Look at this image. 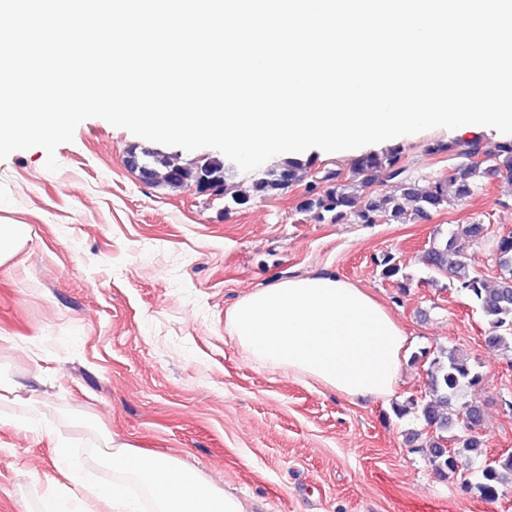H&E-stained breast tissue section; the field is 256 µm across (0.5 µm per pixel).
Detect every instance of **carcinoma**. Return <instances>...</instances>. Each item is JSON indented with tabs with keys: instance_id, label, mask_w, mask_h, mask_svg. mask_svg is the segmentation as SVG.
<instances>
[{
	"instance_id": "obj_1",
	"label": "carcinoma",
	"mask_w": 512,
	"mask_h": 512,
	"mask_svg": "<svg viewBox=\"0 0 512 512\" xmlns=\"http://www.w3.org/2000/svg\"><path fill=\"white\" fill-rule=\"evenodd\" d=\"M426 151L431 155L448 153L462 161L451 165L448 172L429 187L419 188L407 173L403 151L399 146L381 152L362 153L352 159L350 175L342 171L320 168L312 159L285 157L272 167L260 169L250 178L251 193H236L229 188L224 160L211 156L203 162L179 163L170 157L151 152L130 153L127 163L148 185L163 184L170 189L209 184L224 195V212L243 206L254 199H268L288 188L305 184L298 208L323 223L356 224L405 223L427 220L432 214L472 196L483 178L500 177L512 183V140L493 149L479 140L458 149L454 142L437 140ZM402 186L398 195L380 189L386 182ZM484 225L461 224L443 241L432 243L423 256L434 272L448 276L450 284L466 293L489 326L485 336L490 347L512 344V233L493 242L495 255L509 276L489 284L475 274L466 255L467 243L484 238ZM428 391L422 398H412L403 413L411 408L427 428L428 459L437 465L444 477L461 472L462 460L485 455L481 430L484 409L475 402L463 400V391L476 387L482 375L469 358L454 348H442L428 363ZM458 433L448 436V432ZM453 447H448V441ZM512 479V454L486 463L479 470L477 488L488 500H495L504 485Z\"/></svg>"
}]
</instances>
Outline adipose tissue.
<instances>
[{"mask_svg": "<svg viewBox=\"0 0 512 512\" xmlns=\"http://www.w3.org/2000/svg\"><path fill=\"white\" fill-rule=\"evenodd\" d=\"M239 346L255 362L307 377L346 397L393 395L407 337L393 315L364 289L333 273L279 280L243 295L229 314ZM99 459L107 487L87 485L69 448L56 449L70 478L42 512H247L240 499L169 457L141 452L102 433Z\"/></svg>", "mask_w": 512, "mask_h": 512, "instance_id": "1", "label": "adipose tissue"}]
</instances>
